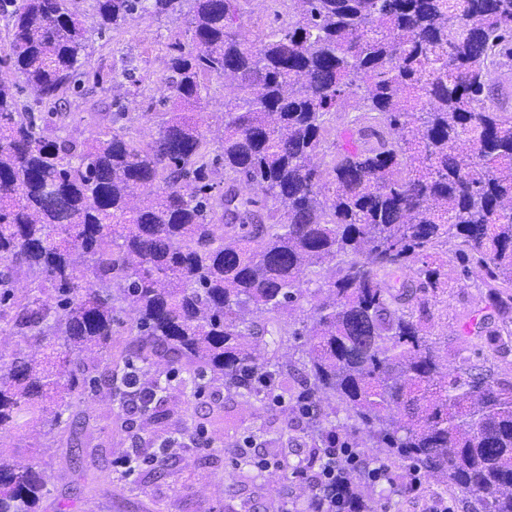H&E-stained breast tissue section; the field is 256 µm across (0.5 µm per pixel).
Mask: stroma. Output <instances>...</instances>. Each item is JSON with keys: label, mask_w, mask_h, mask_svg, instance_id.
<instances>
[{"label": "stroma", "mask_w": 512, "mask_h": 512, "mask_svg": "<svg viewBox=\"0 0 512 512\" xmlns=\"http://www.w3.org/2000/svg\"><path fill=\"white\" fill-rule=\"evenodd\" d=\"M74 4L93 32L82 59L80 88L60 94L53 104L37 102L29 90H20L19 109L35 115L56 111L59 124L86 138L110 128L120 108L121 123L134 139L150 140L156 133L151 109L162 95L170 46L185 37V19L143 16L100 36L95 32L94 0ZM486 297L479 277L463 275L458 263H450L448 287L432 308L433 332L448 346L450 368L466 362L512 381V345L493 351L485 338L471 333L478 319H486L492 328L498 323ZM92 404L97 415L94 435L103 448L98 459L82 455L85 432L78 427L67 442L35 441L17 434L0 438L42 473L50 494L40 512H238L244 501L252 512H276L284 497H303L301 486L292 479L279 478L272 489L265 473L233 462L232 447L248 440L253 452L263 454L270 437L284 431L283 408L273 402L226 400L223 422L203 427L210 447L177 449L166 465L143 464L130 473L121 463L134 456L135 440L145 435L139 416L131 415L127 432L118 433L106 399L94 397ZM381 500L389 512H430L442 503L453 512H469L460 492L426 483L411 496L385 489Z\"/></svg>", "instance_id": "35a3bbf8"}]
</instances>
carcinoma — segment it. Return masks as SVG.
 Returning a JSON list of instances; mask_svg holds the SVG:
<instances>
[{
    "label": "carcinoma",
    "instance_id": "cac0c4a2",
    "mask_svg": "<svg viewBox=\"0 0 512 512\" xmlns=\"http://www.w3.org/2000/svg\"><path fill=\"white\" fill-rule=\"evenodd\" d=\"M9 2L0 335L22 347L0 351V430L55 437L66 415L90 424L78 404L104 393L117 419L145 420L140 456L162 462L171 421L193 418L168 401L177 371L193 396L216 381L230 397L287 393L312 441L334 433L512 512V382L448 369L430 317L451 244L498 315L488 343L512 338V104L493 79L512 62V0H278L277 25L252 34L253 0H94L100 35L187 18L141 142L19 110V82L47 102L79 87L90 37L72 0ZM212 78L235 88L215 127ZM298 336L300 397L278 355ZM329 396L350 411L341 425L323 419ZM344 493L350 512L369 508L356 475ZM48 494L0 447V512Z\"/></svg>",
    "mask_w": 512,
    "mask_h": 512
}]
</instances>
